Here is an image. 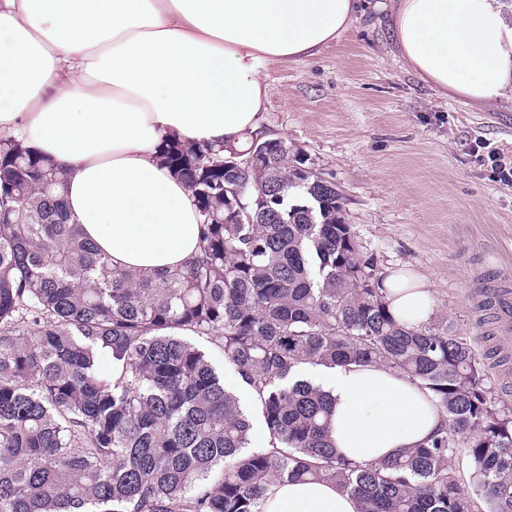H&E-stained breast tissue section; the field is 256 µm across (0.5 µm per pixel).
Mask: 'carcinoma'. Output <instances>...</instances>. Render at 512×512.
Returning a JSON list of instances; mask_svg holds the SVG:
<instances>
[{
    "label": "carcinoma",
    "instance_id": "1",
    "mask_svg": "<svg viewBox=\"0 0 512 512\" xmlns=\"http://www.w3.org/2000/svg\"><path fill=\"white\" fill-rule=\"evenodd\" d=\"M159 153L194 199L199 252L136 274L69 223L63 170L0 139V512H263L272 484L303 480L335 482L358 512H512V411L467 337L390 313L336 184L281 138L257 166L226 168L232 154L205 141ZM231 184L247 220L225 208ZM370 363L427 390L442 422L357 463L300 372ZM196 343L199 346V348L208 355V357L215 365V367L221 373H224V382L226 383V385L232 391H234L239 396L240 399L242 396V398L246 400L245 390L243 386L240 384L238 378L234 375L229 366L224 363V357L220 352L219 348L217 347V345L211 344L207 342L205 339H197Z\"/></svg>",
    "mask_w": 512,
    "mask_h": 512
}]
</instances>
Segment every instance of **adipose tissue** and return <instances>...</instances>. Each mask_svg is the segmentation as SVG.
I'll return each mask as SVG.
<instances>
[{
    "mask_svg": "<svg viewBox=\"0 0 512 512\" xmlns=\"http://www.w3.org/2000/svg\"><path fill=\"white\" fill-rule=\"evenodd\" d=\"M360 0H0V133L67 173V206L115 268L174 269L198 252L190 192L158 157L171 137L241 149L261 133V67L296 63L338 41ZM390 33L439 94L486 104L512 93V7L505 0H394ZM400 320L432 315L426 282L384 277ZM333 400L331 436L370 463L413 448L441 415L407 377L376 364L316 367ZM264 512H357L329 483L274 485Z\"/></svg>",
    "mask_w": 512,
    "mask_h": 512,
    "instance_id": "obj_1",
    "label": "adipose tissue"
}]
</instances>
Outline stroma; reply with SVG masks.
<instances>
[{"instance_id": "obj_1", "label": "stroma", "mask_w": 512, "mask_h": 512, "mask_svg": "<svg viewBox=\"0 0 512 512\" xmlns=\"http://www.w3.org/2000/svg\"><path fill=\"white\" fill-rule=\"evenodd\" d=\"M387 11L367 7L339 42L268 63L264 136L304 151L340 190L357 241L380 270L428 281L433 319L501 361L487 387L512 409V319L487 296L512 289V185L490 178L474 142L512 158V95L477 107L436 94L395 58Z\"/></svg>"}]
</instances>
